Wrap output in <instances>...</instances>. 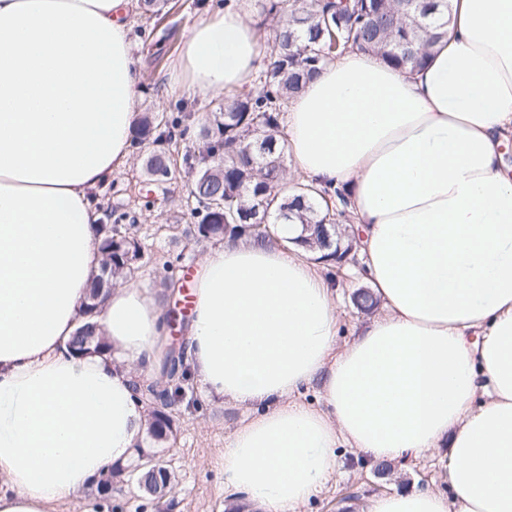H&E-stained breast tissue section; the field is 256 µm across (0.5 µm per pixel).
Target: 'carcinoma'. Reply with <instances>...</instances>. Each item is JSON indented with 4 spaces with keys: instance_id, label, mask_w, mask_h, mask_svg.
Listing matches in <instances>:
<instances>
[{
    "instance_id": "carcinoma-1",
    "label": "carcinoma",
    "mask_w": 512,
    "mask_h": 512,
    "mask_svg": "<svg viewBox=\"0 0 512 512\" xmlns=\"http://www.w3.org/2000/svg\"><path fill=\"white\" fill-rule=\"evenodd\" d=\"M265 18H284L276 34L275 58L260 75L262 91L237 94L211 113L199 129L202 146L185 153L180 170L190 182L191 213L197 223L185 229L198 241L220 242L243 237L257 243H276L273 224H334L345 211L332 207L340 191L331 192L307 183L284 186L282 115L288 100L297 94L318 67L344 51L379 53L390 63L416 68L428 52L448 36L450 0H348L326 5L304 0L295 7L289 0H261ZM185 110L146 114L135 129L134 144L150 145L146 173L166 181L175 169L169 146L187 130ZM97 225L100 249L109 269L105 278L126 279L139 269L146 245L138 238L127 215L104 214ZM264 227H253L256 221ZM155 419L151 435L160 439L174 430L170 410L179 390L146 386Z\"/></svg>"
}]
</instances>
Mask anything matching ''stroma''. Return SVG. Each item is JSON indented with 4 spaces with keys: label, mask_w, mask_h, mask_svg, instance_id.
Returning <instances> with one entry per match:
<instances>
[{
    "label": "stroma",
    "mask_w": 512,
    "mask_h": 512,
    "mask_svg": "<svg viewBox=\"0 0 512 512\" xmlns=\"http://www.w3.org/2000/svg\"><path fill=\"white\" fill-rule=\"evenodd\" d=\"M178 10L167 18L173 29L170 39L162 42L145 41L142 32L150 28L141 8L128 14L133 55L139 73H151L152 80L142 83L137 112H172L187 106L194 112L197 124L208 121L212 109L223 102V95L212 93L186 100L171 84L170 74L179 60L189 29L215 10L217 0H177ZM148 147L131 150L127 164L112 174L111 181L100 190V205L121 214L135 215L139 236L144 240L148 255L136 271L135 285L158 289L167 274L180 277L198 269L202 254L209 245L184 235L194 218L186 206L188 183L157 185L145 172ZM340 301V341H348L365 317L356 308L352 296L366 287V280L353 273L350 266L340 263L330 271ZM186 401L174 407L172 416L177 431L169 439L157 442L156 451L168 461L176 481L170 493L156 499L132 494L127 485H114L108 497L112 512H226L230 501L218 494L220 478L214 460L224 450V436L239 417L236 409L209 403L204 399L194 379L184 384ZM339 467L335 479L302 512H353L363 498L403 490H447L446 452L431 459H401L390 472L374 473L364 456L348 448L336 451Z\"/></svg>",
    "instance_id": "35a3bbf8"
}]
</instances>
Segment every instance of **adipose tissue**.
<instances>
[{
    "instance_id": "obj_1",
    "label": "adipose tissue",
    "mask_w": 512,
    "mask_h": 512,
    "mask_svg": "<svg viewBox=\"0 0 512 512\" xmlns=\"http://www.w3.org/2000/svg\"><path fill=\"white\" fill-rule=\"evenodd\" d=\"M129 2L0 0V512H58L127 464L139 387L164 372L159 294L129 283L95 317L106 350L68 348L102 261L95 192L139 119ZM452 2L422 68L346 53L283 115L290 167L348 194L380 313L338 345L336 287L290 245L296 224L200 261L184 363L243 409L218 490L259 512H300L341 445L373 463L448 451L449 493L366 512H512V0ZM264 59L238 0L193 26L174 73L195 98L250 86Z\"/></svg>"
}]
</instances>
